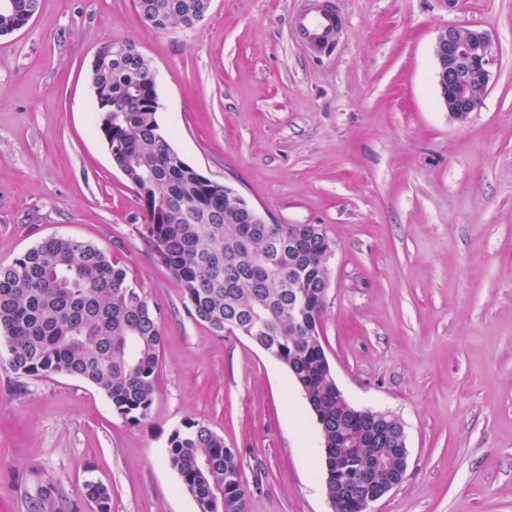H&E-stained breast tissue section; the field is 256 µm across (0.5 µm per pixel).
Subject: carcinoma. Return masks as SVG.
I'll return each instance as SVG.
<instances>
[{
    "mask_svg": "<svg viewBox=\"0 0 512 512\" xmlns=\"http://www.w3.org/2000/svg\"><path fill=\"white\" fill-rule=\"evenodd\" d=\"M39 0H13L0 13V34L23 29ZM149 32L194 26L209 0H134ZM124 55L92 62L93 88L121 99L125 111L100 112L98 131L112 160L136 192L144 214V239L182 288L189 314L218 336L249 338L284 364L302 390L319 427L320 470L326 495L341 512H358L362 482L356 473L367 458L336 477V447L345 435L366 438L374 417L355 412L336 397V380L320 337L330 240L322 225H308L292 247L294 224H249L238 202L177 152L157 119L156 84L149 61L125 41ZM160 309L97 245L50 236L10 265L0 266V342L8 365L25 377L67 375L100 389L112 408L138 425L150 414L158 382L162 341ZM405 436L396 421L379 434L377 448L390 465L373 473L378 484L398 481L396 449ZM167 462L197 512H245L246 491L237 454L204 422L190 419L168 439ZM84 496L111 512V494L94 481Z\"/></svg>",
    "mask_w": 512,
    "mask_h": 512,
    "instance_id": "cac0c4a2",
    "label": "carcinoma"
}]
</instances>
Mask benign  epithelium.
<instances>
[{
    "instance_id": "benign-epithelium-1",
    "label": "benign epithelium",
    "mask_w": 512,
    "mask_h": 512,
    "mask_svg": "<svg viewBox=\"0 0 512 512\" xmlns=\"http://www.w3.org/2000/svg\"><path fill=\"white\" fill-rule=\"evenodd\" d=\"M493 38L481 28L453 26L439 32L434 56L440 100L448 118L464 122L480 104L493 77ZM397 484H377L363 498L361 509L372 512L373 505Z\"/></svg>"
}]
</instances>
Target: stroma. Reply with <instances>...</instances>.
Segmentation results:
<instances>
[{
	"label": "stroma",
	"mask_w": 512,
	"mask_h": 512,
	"mask_svg": "<svg viewBox=\"0 0 512 512\" xmlns=\"http://www.w3.org/2000/svg\"><path fill=\"white\" fill-rule=\"evenodd\" d=\"M334 53L292 36L303 0H210L190 28L152 33L133 0H40L0 37V265L49 236L91 241L162 313L158 389L134 425L70 376L16 375L0 347V512H197L166 461L171 432L206 423L234 448L247 512H330L318 427L288 369L187 312L146 244L136 194L100 137L97 47L134 41L156 72L175 151L271 224L333 241L321 341L356 407L405 427L402 483L373 512H512V0H335ZM494 36L493 81L453 123L436 36Z\"/></svg>",
	"instance_id": "35a3bbf8"
}]
</instances>
